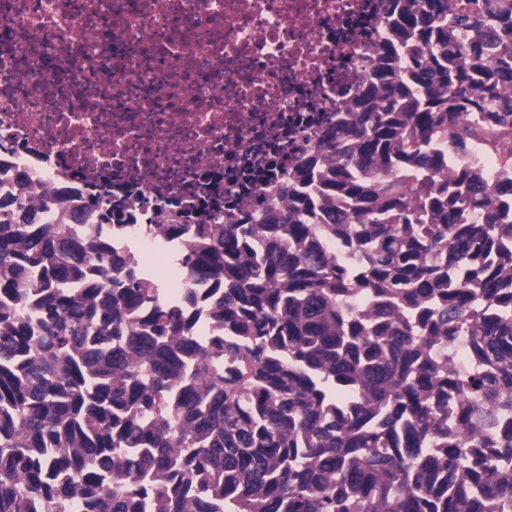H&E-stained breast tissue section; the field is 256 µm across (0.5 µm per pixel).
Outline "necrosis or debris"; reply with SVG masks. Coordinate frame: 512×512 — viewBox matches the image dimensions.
I'll list each match as a JSON object with an SVG mask.
<instances>
[{
	"mask_svg": "<svg viewBox=\"0 0 512 512\" xmlns=\"http://www.w3.org/2000/svg\"><path fill=\"white\" fill-rule=\"evenodd\" d=\"M393 2L0 0V196L24 171L59 220L122 201L114 240L182 300L169 254L190 236L165 237L158 205L208 194L259 214L284 178L245 193L243 171L270 143L292 167L305 133L344 121Z\"/></svg>",
	"mask_w": 512,
	"mask_h": 512,
	"instance_id": "necrosis-or-debris-1",
	"label": "necrosis or debris"
}]
</instances>
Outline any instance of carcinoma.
Masks as SVG:
<instances>
[{"label":"carcinoma","mask_w":512,"mask_h":512,"mask_svg":"<svg viewBox=\"0 0 512 512\" xmlns=\"http://www.w3.org/2000/svg\"><path fill=\"white\" fill-rule=\"evenodd\" d=\"M395 27L286 197L196 225L181 302L112 247V200L0 201V512H512V174L466 160L512 167V0Z\"/></svg>","instance_id":"obj_1"}]
</instances>
